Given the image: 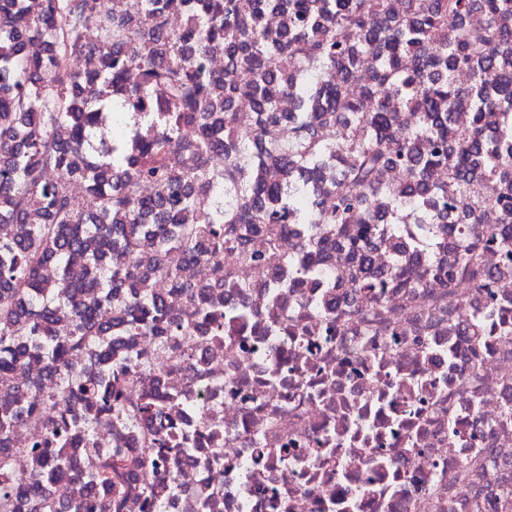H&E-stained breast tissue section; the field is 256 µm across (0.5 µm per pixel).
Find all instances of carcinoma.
<instances>
[{"label": "carcinoma", "mask_w": 512, "mask_h": 512, "mask_svg": "<svg viewBox=\"0 0 512 512\" xmlns=\"http://www.w3.org/2000/svg\"><path fill=\"white\" fill-rule=\"evenodd\" d=\"M171 2L130 0L116 16L110 0H0V228L25 227L20 237L0 233V451L19 421L46 433L23 482L0 480L5 507L120 512L135 469L155 459L173 465L187 452L167 419L180 395L135 389V367L149 357L140 337L189 338L203 327L224 338V310L207 302L206 289L185 284L181 269L201 261L232 287H247L222 267L227 250L243 266L266 259L240 235L243 224L270 242L290 224L309 225L292 263L297 277L326 276L311 265L327 255L318 225L336 226V251L364 263L371 225H390L381 238L388 243L410 214L439 225L456 249L450 288L493 287L486 244L512 264V0H254L249 14L235 0H182L188 23L179 31L166 27ZM276 11L286 17L279 29L265 22ZM84 47L98 53L100 68L69 71V53ZM217 50L235 78L207 68ZM328 68L341 79L320 80ZM460 71L471 76L466 88L455 83ZM241 98L253 100L261 125L300 121L296 146L272 154L259 128L238 127ZM107 108L112 121L130 113L141 126L122 128L97 153L91 137ZM454 112L471 113L469 124L452 125ZM327 118L341 129L334 142L316 137ZM186 125L199 136L184 144ZM246 153L277 163L284 182L268 183L260 164L243 169ZM218 154L225 176L211 173ZM306 165L336 169L325 186L332 209H316L294 184ZM388 168L400 187L383 186ZM443 169L453 176L448 190L437 183ZM49 170L62 181L47 180ZM65 180L86 183L99 208L86 211ZM146 183L155 188L150 198L138 193ZM489 208L499 225L481 244L469 225ZM185 212L198 221L180 222ZM349 224L361 228L351 234ZM146 245L149 267L141 264ZM154 273L193 297L186 320H172L148 290ZM388 280L410 287L380 272L360 287ZM112 303L120 316L98 324L101 306ZM500 309L494 329L512 336V301ZM32 361L44 364L53 390L40 378L13 384ZM114 408L125 412L141 454L121 442L97 474L72 469L67 449L93 446ZM62 481L73 494L55 508L46 495Z\"/></svg>", "instance_id": "obj_1"}]
</instances>
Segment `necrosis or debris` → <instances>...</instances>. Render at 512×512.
<instances>
[{"instance_id": "necrosis-or-debris-1", "label": "necrosis or debris", "mask_w": 512, "mask_h": 512, "mask_svg": "<svg viewBox=\"0 0 512 512\" xmlns=\"http://www.w3.org/2000/svg\"><path fill=\"white\" fill-rule=\"evenodd\" d=\"M307 227L289 225L245 288L197 263L185 280L240 314L223 343L202 342L193 369L148 337L141 387L201 390L200 414L176 412L207 439L178 468L136 471L121 512H512V338L458 331L512 300V268L491 292L447 287L421 260L456 254L430 225L409 224L418 261L378 246L373 268L401 288L360 289L352 258H327L329 279L293 280L288 260ZM170 486L161 506L142 489Z\"/></svg>"}]
</instances>
